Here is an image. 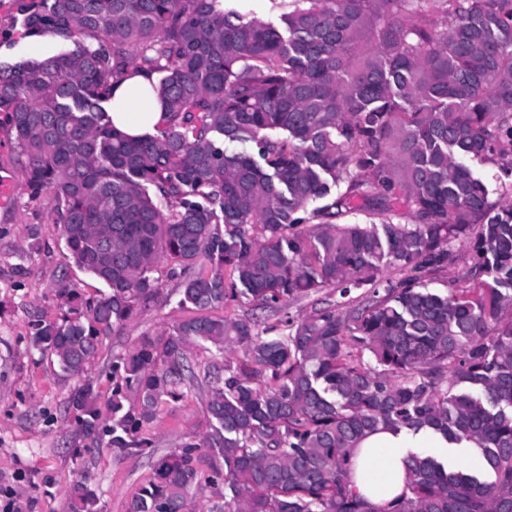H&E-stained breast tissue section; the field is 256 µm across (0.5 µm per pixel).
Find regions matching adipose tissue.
<instances>
[{
    "label": "adipose tissue",
    "instance_id": "1",
    "mask_svg": "<svg viewBox=\"0 0 512 512\" xmlns=\"http://www.w3.org/2000/svg\"><path fill=\"white\" fill-rule=\"evenodd\" d=\"M154 77L138 73L110 90L106 102L115 128L130 137L157 134L168 116L153 92ZM415 448L447 454L449 444L432 431L415 434L380 429L365 435L354 450L352 484L357 492L384 512L406 490L405 461Z\"/></svg>",
    "mask_w": 512,
    "mask_h": 512
}]
</instances>
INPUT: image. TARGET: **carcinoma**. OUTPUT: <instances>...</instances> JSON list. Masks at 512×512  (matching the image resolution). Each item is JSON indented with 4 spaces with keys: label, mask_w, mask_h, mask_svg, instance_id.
Listing matches in <instances>:
<instances>
[{
    "label": "carcinoma",
    "mask_w": 512,
    "mask_h": 512,
    "mask_svg": "<svg viewBox=\"0 0 512 512\" xmlns=\"http://www.w3.org/2000/svg\"><path fill=\"white\" fill-rule=\"evenodd\" d=\"M292 5L281 30L223 0H31L26 30L73 48L0 65V116L29 199L53 196L66 259L106 291L61 275L67 310L31 321L30 345L82 376L103 337L160 301L152 269L170 262L196 315L114 357L110 397L83 380L68 400L118 455L146 452L161 408L199 386L191 346L242 349L208 372L209 430L157 458L127 512H191L204 465L226 490L210 512H380L350 476L380 426L473 443L487 473L412 453L387 512H512V205L465 164L512 171V0ZM131 70L156 75L169 119L155 136H125L102 106ZM397 203L412 223L386 217ZM364 209L383 218L335 223ZM459 242L474 286L423 288ZM201 259L210 274L191 273ZM388 267L402 277L383 280ZM363 286L371 304L288 317L272 338L208 314ZM67 496L69 512H99L85 478ZM67 271L69 281L72 282L76 288L81 289L87 298L96 297L101 291L105 290V286L101 282L94 279L74 264H69Z\"/></svg>",
    "instance_id": "carcinoma-1"
}]
</instances>
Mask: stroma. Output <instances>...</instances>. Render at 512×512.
Wrapping results in <instances>:
<instances>
[{"label": "stroma", "instance_id": "35a3bbf8", "mask_svg": "<svg viewBox=\"0 0 512 512\" xmlns=\"http://www.w3.org/2000/svg\"><path fill=\"white\" fill-rule=\"evenodd\" d=\"M53 39L35 48L28 43L18 0H0V63L50 56L65 51ZM24 159L9 125H0V507L12 504L14 512H68L67 490L77 475H84L99 499L102 512H126V504L146 483L153 454L116 455L97 447L77 429L67 412L76 378L61 374L50 359L30 347L29 324L34 317L55 319L61 302L55 295L60 271L89 297L103 291L101 282L73 265H67L59 225L53 221L50 196L30 200L24 187ZM37 225L41 249H33L29 225ZM171 265L163 261L153 274L163 283L160 302L142 311L111 336L103 338L85 375L103 394L112 392V358L131 350L142 337L171 331L191 317L180 306ZM371 299L369 288L339 297L326 288L290 304L291 316H306L332 305L347 313ZM220 315L249 318L259 329L282 328L287 313L253 309L232 302ZM206 389L189 393L181 402L164 407L146 435L154 453H165L191 435L208 430Z\"/></svg>", "mask_w": 512, "mask_h": 512}]
</instances>
